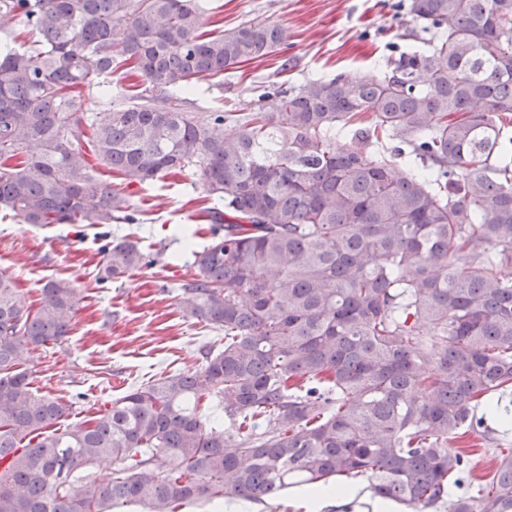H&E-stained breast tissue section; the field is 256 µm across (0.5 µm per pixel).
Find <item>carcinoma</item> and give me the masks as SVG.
Here are the masks:
<instances>
[{
    "label": "carcinoma",
    "mask_w": 512,
    "mask_h": 512,
    "mask_svg": "<svg viewBox=\"0 0 512 512\" xmlns=\"http://www.w3.org/2000/svg\"><path fill=\"white\" fill-rule=\"evenodd\" d=\"M0 11L37 36L0 52L1 208L26 224L134 223L91 174L89 136L128 185L196 169L224 201L183 285L224 348L85 428L55 429L66 405L34 393L24 368L68 336L76 290L51 280L30 311L0 273V512H177L358 476L412 512H512V452L464 492L469 459L448 446L488 416L512 429V0H411L434 31L429 50L377 79L274 87L227 135L228 115L188 112L182 95L273 54L282 27L206 33L199 0H0ZM128 65L145 80L130 105L85 111L84 92ZM348 135L385 139L386 154L337 145ZM406 154L420 165L405 172ZM152 263L139 241L116 239L98 280ZM205 393L235 434L200 414ZM99 461L109 481L78 475Z\"/></svg>",
    "instance_id": "carcinoma-1"
}]
</instances>
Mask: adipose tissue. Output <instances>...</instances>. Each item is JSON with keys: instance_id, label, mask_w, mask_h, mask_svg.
<instances>
[{"instance_id": "1", "label": "adipose tissue", "mask_w": 512, "mask_h": 512, "mask_svg": "<svg viewBox=\"0 0 512 512\" xmlns=\"http://www.w3.org/2000/svg\"><path fill=\"white\" fill-rule=\"evenodd\" d=\"M364 503L370 506L371 512H409L404 504L369 496L355 479L301 490L297 507L299 512H360Z\"/></svg>"}]
</instances>
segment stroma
I'll list each match as a JSON object with an SVG mask.
<instances>
[{"mask_svg":"<svg viewBox=\"0 0 512 512\" xmlns=\"http://www.w3.org/2000/svg\"><path fill=\"white\" fill-rule=\"evenodd\" d=\"M409 0H206L203 27L229 31L245 24L283 27L287 38L271 56L227 72L223 80L200 78L185 108L224 110L243 118L258 111L272 85L300 86L317 78L381 76L389 58L428 50L431 35L408 12ZM288 74H280L282 64ZM132 224L23 223L0 210V272L11 276L25 306L37 307L43 286L64 279L79 303L65 340L30 354L26 366L39 394L67 406L60 430L88 426L129 389L163 373L196 370L201 351L223 347L224 334L189 314L182 286L193 278L194 249L211 238L202 211L216 206L201 174L171 173L145 185H126L103 166ZM138 239L154 264L116 282L98 279L102 250L112 239ZM471 462L466 480L488 479L501 450H512V432L489 440L467 433L452 441Z\"/></svg>","mask_w":512,"mask_h":512,"instance_id":"stroma-1","label":"stroma"}]
</instances>
